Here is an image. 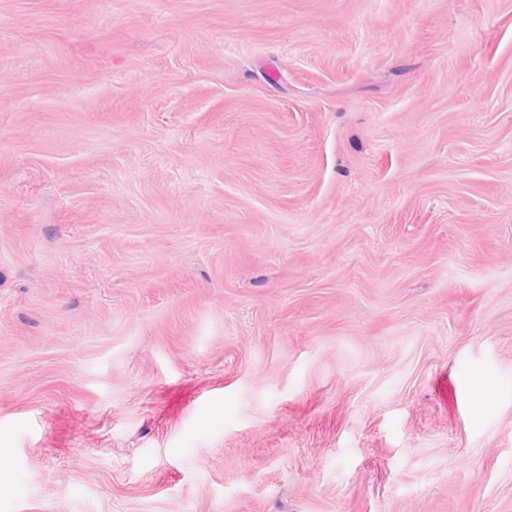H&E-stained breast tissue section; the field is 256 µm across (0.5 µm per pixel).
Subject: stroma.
Masks as SVG:
<instances>
[{"instance_id": "35a3bbf8", "label": "stroma", "mask_w": 512, "mask_h": 512, "mask_svg": "<svg viewBox=\"0 0 512 512\" xmlns=\"http://www.w3.org/2000/svg\"><path fill=\"white\" fill-rule=\"evenodd\" d=\"M0 512H512V0H0Z\"/></svg>"}]
</instances>
